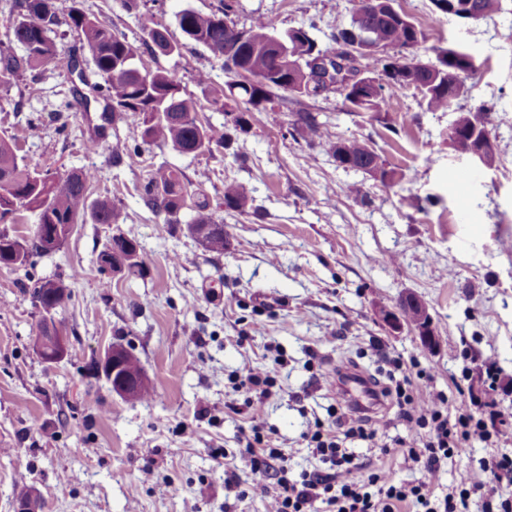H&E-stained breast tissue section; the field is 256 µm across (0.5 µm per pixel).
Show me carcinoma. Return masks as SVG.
<instances>
[{
  "label": "carcinoma",
  "mask_w": 512,
  "mask_h": 512,
  "mask_svg": "<svg viewBox=\"0 0 512 512\" xmlns=\"http://www.w3.org/2000/svg\"><path fill=\"white\" fill-rule=\"evenodd\" d=\"M454 4L453 15L459 19L491 18L502 9L501 0H454ZM237 9L238 0H224V7L218 13L184 9L178 13L177 22L188 40L207 48L221 62L224 72L233 75L225 89L214 97V103L234 102V107L225 110V116L235 130L246 133L255 112H266L273 123H280L279 114L268 103L272 102L274 92L292 91L282 54H288V59L298 67L308 69L311 62L336 48H318L302 27L278 35L261 18L254 19L235 38L227 32V21ZM11 10L18 11V17L9 22L0 40L1 85L11 83L21 71L51 63L77 74L83 85L90 86L95 98L104 101L103 111L112 113V118L129 113L140 116L141 139L145 144L169 146L186 155L211 154L227 147L224 129L202 124L197 117L196 102L181 91L170 75L138 68V48L82 8L74 5L61 18L54 0H13ZM61 24L81 36L80 49L90 55L95 74L102 82L88 84L84 72L77 71L73 53L59 50L52 33ZM360 25L367 30L371 41L392 49L393 55L380 59L359 53L351 59L352 69L372 78L375 85L367 99L353 101L345 96L343 103L355 112H383L391 95L413 88L421 95L426 110L455 113L453 124L458 135L463 137L469 131L491 133L490 108L486 102L467 109L459 104L474 88L467 84L477 72L473 58L461 57L451 48L427 45L426 31L402 11L396 18L365 12ZM14 43L23 47L24 56L11 52ZM226 49L232 51L230 59L234 66L250 73L251 79H240L229 67L224 59ZM329 150L345 168L382 183L395 178V171L387 169L379 155L363 141L331 142ZM90 182V175L84 171L56 174L33 170L18 158L10 143L1 139L0 190L9 186L12 191L0 193V224L15 221L23 212L34 213L36 220L29 240L0 234V265L21 266L33 255L60 248L72 227L85 223L88 216L96 224L116 223L112 204L88 203ZM144 200L153 210L165 213L169 224L180 222L182 210L192 211L193 217L186 224L187 233L208 250L222 251L229 245L224 224L210 210L206 194L199 188H191L180 171L171 168L152 171L144 187ZM250 200V190L245 184L224 183L225 208L242 212ZM111 250L112 246H107L98 257L101 273H141L139 260L116 270L108 259ZM33 294L49 316L65 307L70 298L63 284L51 280L39 282Z\"/></svg>",
  "instance_id": "cac0c4a2"
}]
</instances>
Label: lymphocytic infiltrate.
Segmentation results:
<instances>
[{"instance_id":"f902f5d3","label":"lymphocytic infiltrate","mask_w":512,"mask_h":512,"mask_svg":"<svg viewBox=\"0 0 512 512\" xmlns=\"http://www.w3.org/2000/svg\"><path fill=\"white\" fill-rule=\"evenodd\" d=\"M369 347L388 366L381 393L396 407L405 435L379 443L365 417L333 407L329 422H316L303 435L320 468L295 473L270 434L252 426L240 462L257 479L243 490V497L265 500L266 512H403L408 506L415 512H470L472 495L481 491L482 512H512V494L499 492L502 483L512 484V457L506 455L484 461L483 484H475L463 471L446 494L437 492V478L450 459L497 439L498 430L489 427L499 415L496 401L473 396L457 403L435 387L433 374L418 360L390 355L376 340ZM349 440L401 454L423 472V479L398 483L385 472H365L346 448ZM268 474L273 477L269 483L264 480Z\"/></svg>"}]
</instances>
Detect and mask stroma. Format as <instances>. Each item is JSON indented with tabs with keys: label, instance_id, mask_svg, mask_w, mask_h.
Instances as JSON below:
<instances>
[{
	"label": "stroma",
	"instance_id": "obj_1",
	"mask_svg": "<svg viewBox=\"0 0 512 512\" xmlns=\"http://www.w3.org/2000/svg\"><path fill=\"white\" fill-rule=\"evenodd\" d=\"M75 2L140 45V67L175 77L202 123L223 126L213 96L229 76L176 20L186 8L217 11L222 0H139L130 12L118 0H55L58 15ZM341 3L239 0L235 22L260 16L279 32L307 25L324 49L349 20ZM394 6L430 44L472 55L479 76L472 98L493 107V167L451 147L452 113L426 111L412 89L393 95L374 118L347 111L335 94L313 100L285 92L274 102L280 123L254 113L250 131L229 150L194 156L145 145L117 164V145L139 137L138 121L128 115L109 125L97 150H88L102 107L66 111L75 76L46 64L0 87V138L38 169L91 172L90 200L110 202L119 215L114 224L74 225L61 248L34 266H0V512H14L23 487L39 496L41 512H264L260 501L239 497L254 479L239 463L251 426L276 430L293 470L318 468L302 434L327 421L336 402L318 374L345 364L377 376L373 358L360 353L372 337L429 366L440 389L460 372L464 354H495L507 389L501 408L512 413V0L478 21L440 14L432 0ZM157 25L178 52L143 47ZM200 72L209 86L197 84ZM299 112L315 115L331 140L367 142L396 171L394 182L339 166L326 145L294 125ZM160 167L203 189L224 221L228 249L207 250L184 225L146 206L143 185ZM453 171L462 182H449ZM228 181L248 186L244 212L225 209ZM404 195L417 208L402 205ZM119 232L137 242L142 274L99 272L97 257ZM44 277L62 280L70 293L56 314L68 354L53 365L35 350L43 313L31 292ZM408 293L426 305L435 347L413 326L397 330L382 319L381 309H398ZM115 343L139 359L150 400L113 394L96 370ZM249 366L273 369L276 394L257 413L225 412L245 398L230 374ZM351 448L394 481L423 476L400 454ZM493 454L512 455V432L450 462L440 488L460 471L484 481L481 462Z\"/></svg>",
	"mask_w": 512,
	"mask_h": 512
}]
</instances>
